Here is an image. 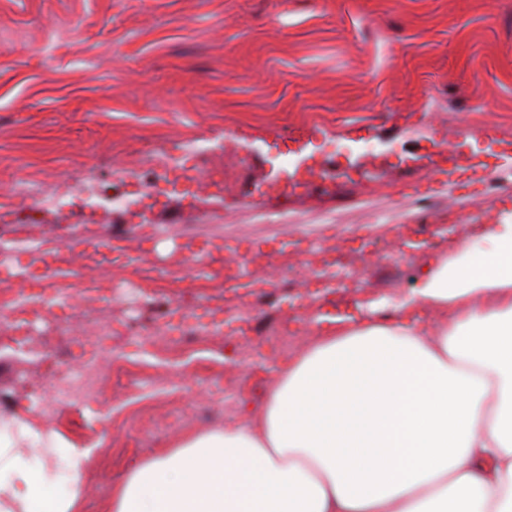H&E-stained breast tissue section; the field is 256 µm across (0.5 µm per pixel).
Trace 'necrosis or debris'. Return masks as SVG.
<instances>
[{
    "label": "necrosis or debris",
    "mask_w": 512,
    "mask_h": 512,
    "mask_svg": "<svg viewBox=\"0 0 512 512\" xmlns=\"http://www.w3.org/2000/svg\"><path fill=\"white\" fill-rule=\"evenodd\" d=\"M350 178L332 160L279 176L269 171L259 176L246 156L218 153L194 140L168 149L149 145L135 163L111 170L109 179L90 180L77 197L86 206L125 214L127 223L147 227L152 235L161 231L154 213L160 199L217 200L232 195L239 200L235 211L204 210L194 216L193 226H178L174 234L180 250L165 270L146 267L120 234L108 247L81 237V270L48 241L15 240L0 246V281L20 286L10 294L0 292V342L42 357L44 337L61 339V351L43 358L45 391L29 398L35 416L52 423L62 407L85 406L89 396L113 383L139 398L137 382L145 375L153 384L152 398L167 399L179 367L197 353L224 350L231 341V355L208 368L216 392H223L233 368L250 355L253 337L287 334L289 325L310 323L320 303L340 302L355 293L356 279L342 280L335 272L364 267L368 253L341 250L330 238L304 250L288 237L292 224L338 223L335 208L301 210L293 201L315 186ZM73 197L24 184L7 211L16 223L39 224L44 212L64 208ZM261 197L274 199L275 208L258 205ZM238 222L274 226L278 249L241 250L222 230ZM198 224L213 225L214 230L197 233ZM192 261L201 263L207 280L223 289V301L197 305L187 294L172 296V288L183 280L184 265ZM300 272L316 276L318 288L303 297L290 296ZM123 288L137 289L143 296L156 289L149 315L142 320H95L99 306L110 304ZM66 359L78 361L76 374H58Z\"/></svg>",
    "instance_id": "obj_1"
}]
</instances>
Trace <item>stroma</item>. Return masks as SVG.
<instances>
[{
    "label": "stroma",
    "mask_w": 512,
    "mask_h": 512,
    "mask_svg": "<svg viewBox=\"0 0 512 512\" xmlns=\"http://www.w3.org/2000/svg\"><path fill=\"white\" fill-rule=\"evenodd\" d=\"M462 121L480 111L478 137L449 136L429 124L433 101ZM210 140L235 151L257 142L273 163L320 161L325 140L335 159L354 164L350 188L313 190L298 207L340 206L347 191L410 184L418 197L407 225L373 224L352 213L344 224H297V238L340 239L351 251L370 240L417 252L415 265L379 256L374 277L379 317L409 299L429 259L452 254L459 240L438 232L446 217L437 185L423 176L451 140L458 162L479 156L487 173L503 170L502 141H512V0H0V205L24 178L45 191L76 187L91 172L145 144ZM457 196L475 219L512 209V189L482 193L465 182ZM49 229L108 240L118 215L64 209ZM311 341L293 329L286 344L268 336L239 367L224 397V418L243 421L247 402L275 377L266 356L286 364ZM41 367L0 348V415H28L26 399ZM183 391L156 413L188 411L213 395L197 365L181 372ZM91 397L63 407L52 433L60 452L112 451L108 484L84 492V512H109L112 486L129 458L158 454L183 433L144 429L134 401L112 391V420L90 431L81 417L99 410Z\"/></svg>",
    "instance_id": "35a3bbf8"
}]
</instances>
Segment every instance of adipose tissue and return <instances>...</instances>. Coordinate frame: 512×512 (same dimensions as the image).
<instances>
[{
    "mask_svg": "<svg viewBox=\"0 0 512 512\" xmlns=\"http://www.w3.org/2000/svg\"><path fill=\"white\" fill-rule=\"evenodd\" d=\"M253 404L129 459L110 512H512V211L434 256L396 322L334 319ZM88 461L0 417V512H81Z\"/></svg>",
    "mask_w": 512,
    "mask_h": 512,
    "instance_id": "1",
    "label": "adipose tissue"
}]
</instances>
